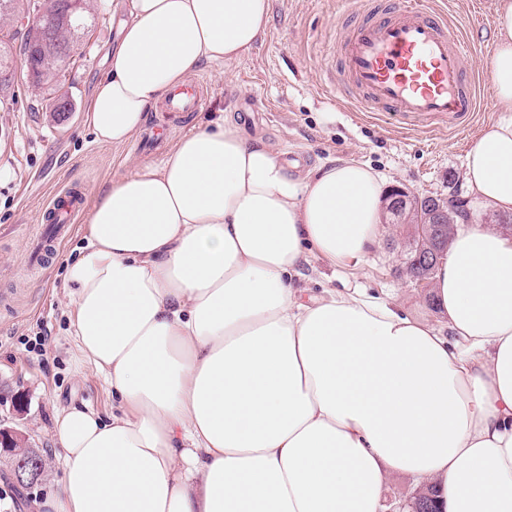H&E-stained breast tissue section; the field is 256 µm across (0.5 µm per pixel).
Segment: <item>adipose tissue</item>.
I'll list each match as a JSON object with an SVG mask.
<instances>
[{
  "label": "adipose tissue",
  "instance_id": "adipose-tissue-1",
  "mask_svg": "<svg viewBox=\"0 0 512 512\" xmlns=\"http://www.w3.org/2000/svg\"><path fill=\"white\" fill-rule=\"evenodd\" d=\"M269 0H129L87 105L121 146L201 64L239 60ZM490 70L500 118L463 179L512 215V0ZM386 180L352 158L302 175L232 113L113 178L66 267L73 347L112 413L54 418L63 471L44 512H382L391 473L435 487L439 512H512V235L458 220L430 295L440 331L394 297L292 280L315 256L363 264Z\"/></svg>",
  "mask_w": 512,
  "mask_h": 512
}]
</instances>
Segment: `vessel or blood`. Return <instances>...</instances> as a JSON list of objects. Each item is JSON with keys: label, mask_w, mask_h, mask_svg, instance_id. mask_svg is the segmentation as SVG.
Instances as JSON below:
<instances>
[{"label": "vessel or blood", "mask_w": 512, "mask_h": 512, "mask_svg": "<svg viewBox=\"0 0 512 512\" xmlns=\"http://www.w3.org/2000/svg\"><path fill=\"white\" fill-rule=\"evenodd\" d=\"M336 49L342 69L329 80V92L364 112H384L428 129L469 124L489 104L469 67V46L448 12L423 0H389L368 7L359 26L341 34ZM207 83L193 78L167 93L164 112L176 116L200 111ZM81 197L75 190L56 194L44 210L55 232L75 224Z\"/></svg>", "instance_id": "vessel-or-blood-1"}]
</instances>
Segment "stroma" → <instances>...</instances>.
Wrapping results in <instances>:
<instances>
[{"label": "stroma", "mask_w": 512, "mask_h": 512, "mask_svg": "<svg viewBox=\"0 0 512 512\" xmlns=\"http://www.w3.org/2000/svg\"><path fill=\"white\" fill-rule=\"evenodd\" d=\"M446 2L463 33L492 29L496 0ZM126 4L90 0L95 24L59 85L38 89L16 75L13 102L0 105V169L11 173L0 183V427L16 430L27 446L44 452L42 476L28 490L36 503L52 495L62 477L49 452L57 409L74 402L104 416L112 410L110 390L75 354L67 332L68 300L60 288L65 265L82 243L85 221L57 244L44 267L31 266L30 259L41 210L56 192L76 187L84 203H91L112 177L130 171L132 161L156 157L132 141L119 147L94 143L84 125L86 104L118 43ZM343 9V0H270L267 29L250 52L222 70L197 68L208 82L207 100L201 112L168 120V139L225 110L247 137L274 145L298 172L351 157L381 173L389 186L467 198L466 153L498 119L497 110L478 113L471 127L459 131L442 126L423 132L393 117L351 111L325 95L319 82L336 68L334 38ZM60 97L70 100L71 112H52ZM411 232L407 224L386 225L367 262L354 270L310 260L296 285L308 297L327 288L388 292L407 313L438 322L428 292L402 273ZM43 327L51 334L44 365L32 349Z\"/></svg>", "instance_id": "obj_1"}]
</instances>
